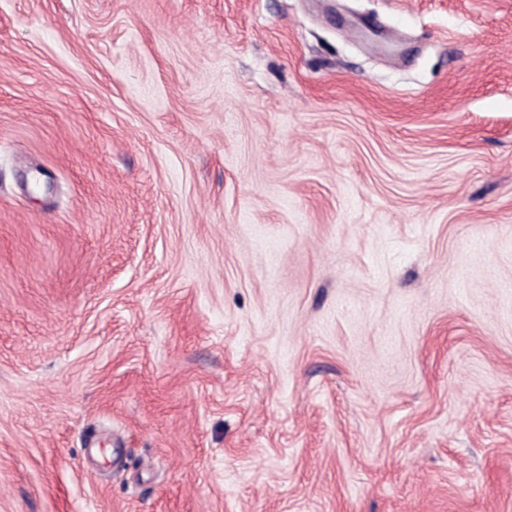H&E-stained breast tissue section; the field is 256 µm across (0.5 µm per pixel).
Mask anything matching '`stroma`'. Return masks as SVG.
Instances as JSON below:
<instances>
[{
  "mask_svg": "<svg viewBox=\"0 0 512 512\" xmlns=\"http://www.w3.org/2000/svg\"><path fill=\"white\" fill-rule=\"evenodd\" d=\"M0 512H512V0H0Z\"/></svg>",
  "mask_w": 512,
  "mask_h": 512,
  "instance_id": "obj_1",
  "label": "stroma"
}]
</instances>
